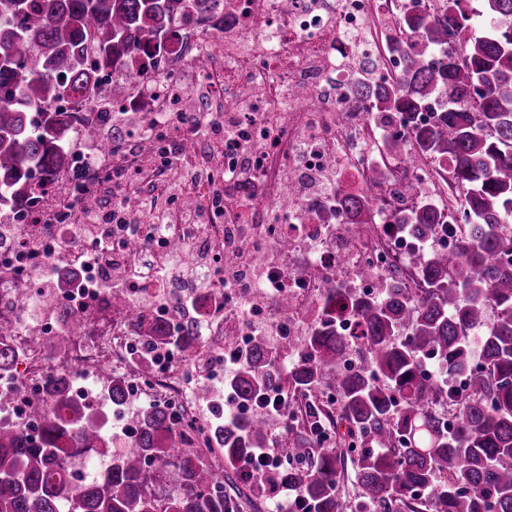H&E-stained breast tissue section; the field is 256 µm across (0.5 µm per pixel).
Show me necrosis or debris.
<instances>
[{"label":"necrosis or debris","mask_w":512,"mask_h":512,"mask_svg":"<svg viewBox=\"0 0 512 512\" xmlns=\"http://www.w3.org/2000/svg\"><path fill=\"white\" fill-rule=\"evenodd\" d=\"M387 4L388 0H216L211 18L177 16L173 36L160 53L138 57L132 66L98 73L100 92L117 112L151 116L181 111L174 89L188 72L202 79L205 110L248 111L238 125V147L225 153L223 167L202 170L205 181L224 187L223 196L209 197L206 204L212 221L180 224L176 230L206 242L220 257L227 249L229 231L240 230L246 257L254 263L264 261L275 239L288 237L291 248L277 257L269 274L293 307L285 314L261 301L245 315L234 304L235 288L197 289L200 347L222 348L225 337L231 336L238 349H249L255 323L265 324L271 332L281 328L288 335H298L323 320L326 289L353 288L359 295L373 296L379 278L402 269L421 248V241L392 224H378L370 236H362L358 225L347 223L342 197L336 192L310 186L294 203H278L289 173L303 178L323 174L331 169L327 166L331 159L344 189L366 188L368 169L385 161L375 143L383 134L401 132L397 119L386 131L376 130L367 102L351 93L352 59L375 54L373 23ZM218 57L224 60L220 70L213 66ZM298 88L308 89L307 100L294 97ZM299 141L304 152L298 157L294 146ZM245 155L257 175L243 207L238 188L224 185L223 180L225 170L238 166ZM409 175L422 183L444 215L430 247L454 251L467 221L463 197L449 194L439 166L423 164L410 169ZM369 191L380 207L391 198L387 185ZM89 247V240L75 237L69 224L53 225L41 239L40 260L49 272L59 267L74 269L78 284L57 301L37 296L14 306L3 303L12 293L10 272L25 266L29 258L0 249V321L12 323L10 345L24 368L20 381L0 372V396L11 400L0 411V423H20L33 408L44 405L42 384L50 371L77 373L71 389L74 399L109 405V398L97 387L98 373L108 365L124 373L131 401L175 405L181 411L185 436L203 444L211 430L191 412L189 389L194 377L184 364L183 352L157 347L151 355L150 377L142 376L136 341L124 313L107 307L109 287L97 268L83 261ZM55 303L94 318L95 323L75 348L48 367L43 363L40 337L28 335L25 323L37 318L44 336L56 335L59 322L51 309Z\"/></svg>","instance_id":"necrosis-or-debris-1"}]
</instances>
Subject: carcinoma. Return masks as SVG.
I'll return each mask as SVG.
<instances>
[{
  "mask_svg": "<svg viewBox=\"0 0 512 512\" xmlns=\"http://www.w3.org/2000/svg\"><path fill=\"white\" fill-rule=\"evenodd\" d=\"M210 0H0V222L18 219L33 202L34 173L66 177L71 171L68 120L52 109L66 92L62 77L80 74L74 86L87 98L97 86L83 76L85 52L107 70L138 55L163 49L175 8L183 15L203 11ZM432 11L401 14L389 24L385 48L403 58L393 80H371L379 59L356 62L358 98L376 117L394 115L405 135L384 143L390 162L406 169L419 161H448L449 187L459 191L471 217L455 252L414 254L406 270L384 278L366 298L349 288H329L324 310L348 314L361 326L357 336H338L325 320L299 337L298 359L281 368L263 335L238 361L226 388L253 404L247 417L213 432L224 453L218 475L203 452L186 448L179 423L166 403L133 407L126 450L116 445L95 411L70 398L77 373H48L46 401L66 417L40 411L32 428L0 426V512H240L242 500L284 481L311 505V512H345L337 493L345 456L316 442L298 427L318 433L328 411L311 400L306 422L282 415L283 438L300 465L264 479H247L250 494H229L224 479L239 476L238 464L256 448L270 446V417L257 402L287 388L306 398L324 387L339 394L347 433L360 442L356 462L357 512H512V0H441ZM432 125L412 123L429 109ZM86 136L100 154H116L100 129ZM393 223L427 240L439 224V207L404 178L393 192ZM352 224L371 228L379 216L367 190L344 194ZM411 280L415 287L409 288ZM112 305L125 310L140 338L143 374L157 344L181 348L202 361L196 324L180 336L145 320L139 306L119 290ZM77 314L63 321V335L86 333ZM10 326L0 325V372L16 353L6 343ZM364 347L365 369L342 374L337 362L354 344ZM436 376L422 378L425 360ZM469 374L464 395L448 394L457 424L450 430L433 412L448 377ZM112 405L127 404L124 375L107 367ZM400 405H395V402ZM91 448L109 458L105 469L73 486L65 477L69 458Z\"/></svg>",
  "mask_w": 512,
  "mask_h": 512,
  "instance_id": "obj_1",
  "label": "carcinoma"
}]
</instances>
